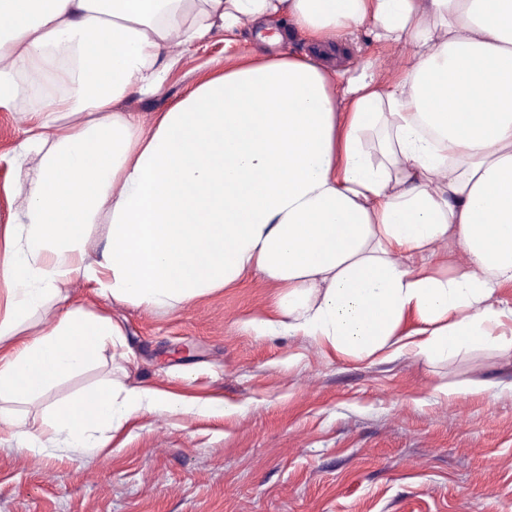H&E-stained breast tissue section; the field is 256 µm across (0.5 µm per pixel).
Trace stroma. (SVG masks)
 <instances>
[{
    "label": "stroma",
    "mask_w": 512,
    "mask_h": 512,
    "mask_svg": "<svg viewBox=\"0 0 512 512\" xmlns=\"http://www.w3.org/2000/svg\"><path fill=\"white\" fill-rule=\"evenodd\" d=\"M237 47L212 30L183 53L152 94L119 105L151 122L197 83L262 48L242 22ZM407 48L361 32L317 54L329 69L373 61L399 73ZM31 102L0 108V184ZM259 274L171 311L95 297L81 275L72 303L111 312L124 328L93 368L14 402L29 428L44 410L114 379L227 409L147 412L110 448L16 450L0 443V512H512V356L477 348L444 361L409 355L359 360L311 338L257 337L242 327L273 305ZM471 379L482 394L437 393Z\"/></svg>",
    "instance_id": "1"
}]
</instances>
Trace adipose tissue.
I'll return each mask as SVG.
<instances>
[{
    "mask_svg": "<svg viewBox=\"0 0 512 512\" xmlns=\"http://www.w3.org/2000/svg\"><path fill=\"white\" fill-rule=\"evenodd\" d=\"M317 48L370 30L402 74L327 71L288 50L192 87L152 124L117 104L159 88L173 49L280 16ZM0 107L18 76L62 89L12 150L0 224V431L21 450L102 449L145 411L200 404L109 381L27 429L7 408L96 363L124 330L69 305L173 310L256 272L279 287L258 336L337 354L512 353V0H0ZM378 135L376 151L364 143ZM104 244L89 253L93 225ZM457 247L462 266L442 264ZM417 325L404 331L407 317Z\"/></svg>",
    "mask_w": 512,
    "mask_h": 512,
    "instance_id": "1",
    "label": "adipose tissue"
}]
</instances>
